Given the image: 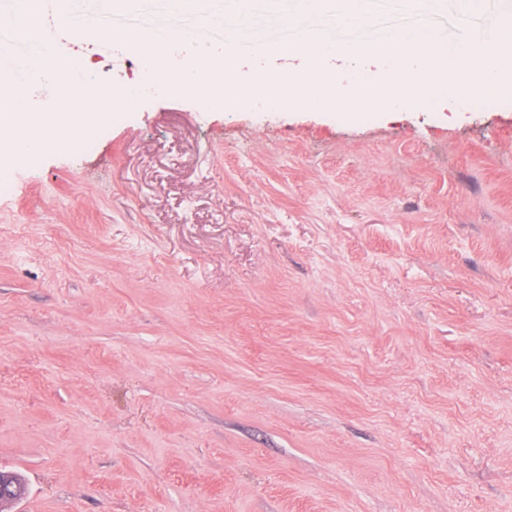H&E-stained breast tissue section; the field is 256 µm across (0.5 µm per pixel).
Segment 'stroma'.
Listing matches in <instances>:
<instances>
[{
  "label": "stroma",
  "mask_w": 512,
  "mask_h": 512,
  "mask_svg": "<svg viewBox=\"0 0 512 512\" xmlns=\"http://www.w3.org/2000/svg\"><path fill=\"white\" fill-rule=\"evenodd\" d=\"M317 25L453 43L454 0ZM104 15V14H103ZM165 16L142 0L105 28ZM93 84L143 80L91 55ZM340 114L151 90L0 171L12 512H512V95Z\"/></svg>",
  "instance_id": "35a3bbf8"
}]
</instances>
